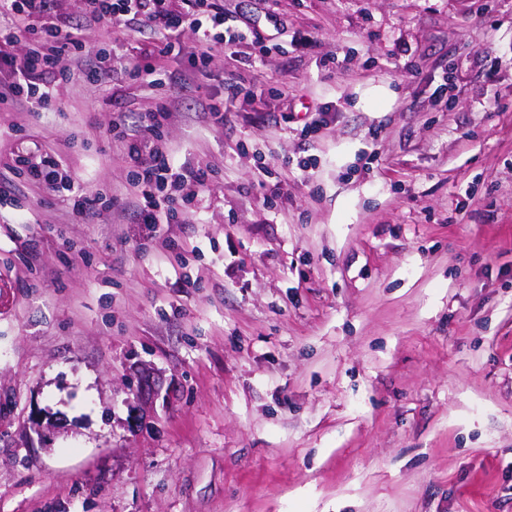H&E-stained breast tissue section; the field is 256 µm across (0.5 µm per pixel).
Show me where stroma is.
Here are the masks:
<instances>
[{
    "label": "stroma",
    "instance_id": "1",
    "mask_svg": "<svg viewBox=\"0 0 512 512\" xmlns=\"http://www.w3.org/2000/svg\"><path fill=\"white\" fill-rule=\"evenodd\" d=\"M274 7L261 60H212L223 127L175 102L211 180L159 231L110 131L159 89L73 61L28 76L51 110L0 105V512H512V0ZM35 25L153 39L82 0ZM37 149L94 223L19 174ZM101 200V193H88L79 190L76 191L73 195L71 209V213L76 223H94V219L97 214V208Z\"/></svg>",
    "mask_w": 512,
    "mask_h": 512
}]
</instances>
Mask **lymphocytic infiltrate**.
<instances>
[{
    "instance_id": "f902f5d3",
    "label": "lymphocytic infiltrate",
    "mask_w": 512,
    "mask_h": 512,
    "mask_svg": "<svg viewBox=\"0 0 512 512\" xmlns=\"http://www.w3.org/2000/svg\"><path fill=\"white\" fill-rule=\"evenodd\" d=\"M60 0H0V104H25L32 111L47 109L49 91L25 83L24 77L34 71L63 73L68 60L84 55L85 44L72 32H56L50 39L33 42L25 56H16L12 48L21 37L31 32V18L54 14ZM252 11L230 10L224 0H182L181 9L170 8L169 0H83V16L104 30L115 25L137 22L144 30L191 32L195 47L191 66L195 76L210 75L209 65L217 47L232 50L243 38H250L258 50H265V26L280 27L277 15L266 8V0H255ZM118 75H132L148 84L180 93L191 92L190 78L151 64L90 62L84 69L88 84L100 85ZM193 75V76H194ZM171 117L167 106L156 111L130 117L117 115L112 120L116 137L124 139L133 162L129 185L136 198L134 217L139 224H165L179 207L203 192L209 171L197 168L183 172L172 162L173 146L159 137L160 127ZM155 131L153 142H146L144 130Z\"/></svg>"
}]
</instances>
